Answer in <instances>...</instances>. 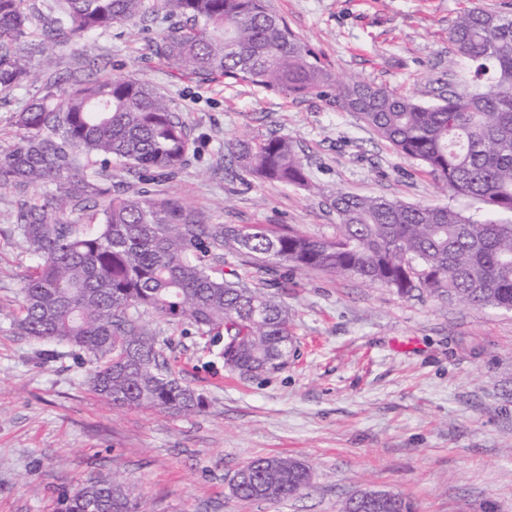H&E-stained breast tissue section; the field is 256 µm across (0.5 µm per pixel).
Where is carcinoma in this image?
Returning <instances> with one entry per match:
<instances>
[{
	"instance_id": "cac0c4a2",
	"label": "carcinoma",
	"mask_w": 512,
	"mask_h": 512,
	"mask_svg": "<svg viewBox=\"0 0 512 512\" xmlns=\"http://www.w3.org/2000/svg\"><path fill=\"white\" fill-rule=\"evenodd\" d=\"M180 19L155 53L169 71L223 78L293 96L336 91L347 110L441 189L477 204L471 213L336 189L338 224L329 237L207 223L203 213L141 187L114 181L179 171L190 150L186 124L151 83L100 73L43 94L10 119L0 150V189L47 187L21 204L14 231L33 258L22 276L13 329L37 343L67 345L94 361L91 390L128 408L189 414L203 396L173 375L147 312L224 341V366L241 376L278 369L296 334L270 288L277 269L325 270L410 297L429 294L476 310L512 311V15L473 6L449 29L456 56L478 83L434 103L360 79L335 85L311 44L266 0H51L32 22L31 0H0V98L33 77L32 60L52 71L57 50L157 9ZM229 153L257 178L312 188L291 141L238 140ZM76 201L95 213L65 219ZM238 265L225 270L224 256ZM230 486L240 500L299 494L310 474L277 456L257 457ZM59 512H140L125 485L98 477L58 489Z\"/></svg>"
}]
</instances>
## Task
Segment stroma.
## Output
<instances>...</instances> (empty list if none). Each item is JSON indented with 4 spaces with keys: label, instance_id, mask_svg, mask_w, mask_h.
Wrapping results in <instances>:
<instances>
[{
    "label": "stroma",
    "instance_id": "stroma-1",
    "mask_svg": "<svg viewBox=\"0 0 512 512\" xmlns=\"http://www.w3.org/2000/svg\"><path fill=\"white\" fill-rule=\"evenodd\" d=\"M512 14V0H268L337 80L360 77L423 102L474 81L448 31L473 3ZM176 18L159 11L138 35L115 26L57 54L60 80L131 75L164 92L190 130L183 168L150 188L210 223L335 230L326 198L342 187L465 209L431 175L342 109L335 92L295 98L246 85L175 78L154 53ZM290 139L311 187L262 182L226 154L239 137ZM23 196L0 191V512H55L62 483L125 481L143 512H340L364 490L397 493L415 512H512V312L475 310L320 270L285 269L279 297L297 334L282 369L239 377L222 343L143 316L204 411L118 408L89 387L90 357L14 333L31 260L14 232ZM303 463L310 483L278 502L230 494L257 456Z\"/></svg>",
    "mask_w": 512,
    "mask_h": 512
}]
</instances>
